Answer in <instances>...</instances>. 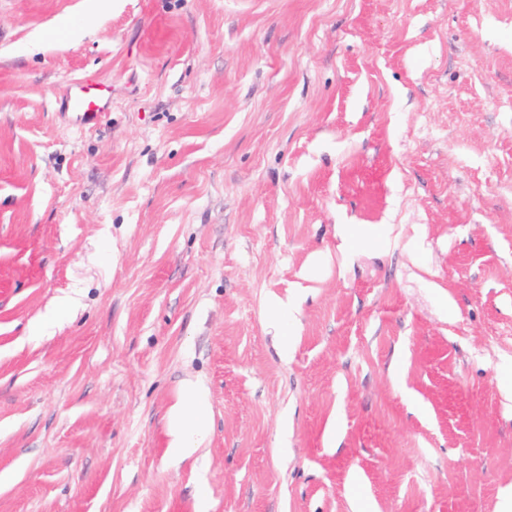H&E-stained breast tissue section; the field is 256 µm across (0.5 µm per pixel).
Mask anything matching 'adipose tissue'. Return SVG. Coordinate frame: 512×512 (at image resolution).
<instances>
[{
  "label": "adipose tissue",
  "instance_id": "obj_1",
  "mask_svg": "<svg viewBox=\"0 0 512 512\" xmlns=\"http://www.w3.org/2000/svg\"><path fill=\"white\" fill-rule=\"evenodd\" d=\"M209 425L205 415V396L192 389L183 394L170 413V447L176 455L191 454L205 441Z\"/></svg>",
  "mask_w": 512,
  "mask_h": 512
}]
</instances>
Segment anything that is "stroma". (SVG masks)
Returning a JSON list of instances; mask_svg holds the SVG:
<instances>
[{"label":"stroma","instance_id":"stroma-1","mask_svg":"<svg viewBox=\"0 0 512 512\" xmlns=\"http://www.w3.org/2000/svg\"><path fill=\"white\" fill-rule=\"evenodd\" d=\"M507 491L512 0H0V512ZM107 86L95 76H87L71 87L65 98V112L75 115L83 125H94L110 110ZM209 425L205 415V395L190 389L171 408L169 448L175 455H190L205 441Z\"/></svg>","mask_w":512,"mask_h":512}]
</instances>
